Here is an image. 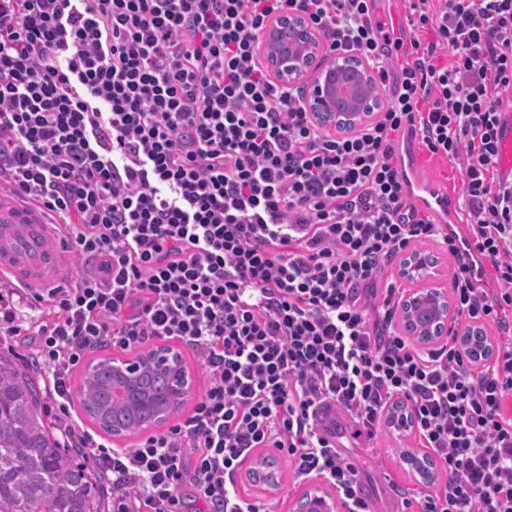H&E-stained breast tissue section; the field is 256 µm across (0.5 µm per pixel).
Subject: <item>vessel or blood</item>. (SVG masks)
I'll return each instance as SVG.
<instances>
[{"mask_svg":"<svg viewBox=\"0 0 512 512\" xmlns=\"http://www.w3.org/2000/svg\"><path fill=\"white\" fill-rule=\"evenodd\" d=\"M500 168L512 174V111L500 120ZM422 210L456 214L453 193L442 180L420 184ZM51 221L46 213L24 202L0 201V275L14 276L20 287L40 292L57 286L65 260L50 244Z\"/></svg>","mask_w":512,"mask_h":512,"instance_id":"obj_1","label":"vessel or blood"}]
</instances>
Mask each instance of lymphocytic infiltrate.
Instances as JSON below:
<instances>
[{"label":"lymphocytic infiltrate","mask_w":512,"mask_h":512,"mask_svg":"<svg viewBox=\"0 0 512 512\" xmlns=\"http://www.w3.org/2000/svg\"><path fill=\"white\" fill-rule=\"evenodd\" d=\"M407 2L394 39L373 0H0V193L56 216L81 261L45 295L0 279V336H30L67 447L112 475V512H184L185 485L194 512H269L238 481L261 448L375 512L317 413L372 440L402 403L439 466L405 507L512 512V0ZM286 10L373 67L389 94L371 124L325 131L271 78L260 38ZM406 137L458 165L467 236L412 204ZM428 241L454 261L460 320L495 332L487 363L395 329L404 291L383 273ZM157 342L207 372L187 418L123 449L78 430L84 358ZM499 167L512 176V111L502 112L500 120Z\"/></svg>","instance_id":"lymphocytic-infiltrate-1"}]
</instances>
